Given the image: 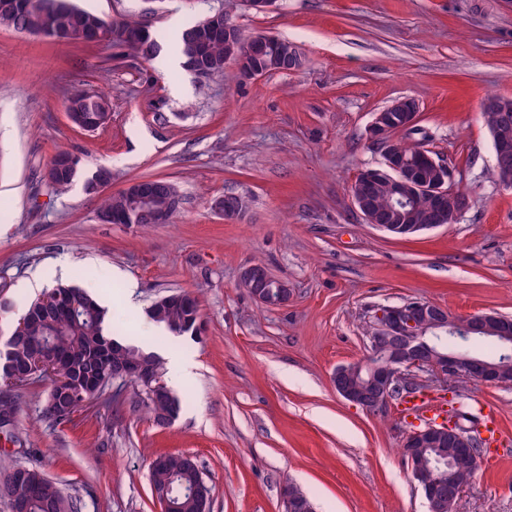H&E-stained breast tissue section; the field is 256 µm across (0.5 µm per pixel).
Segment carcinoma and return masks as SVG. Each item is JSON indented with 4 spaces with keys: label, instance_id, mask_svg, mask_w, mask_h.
I'll return each instance as SVG.
<instances>
[{
    "label": "carcinoma",
    "instance_id": "carcinoma-1",
    "mask_svg": "<svg viewBox=\"0 0 512 512\" xmlns=\"http://www.w3.org/2000/svg\"><path fill=\"white\" fill-rule=\"evenodd\" d=\"M26 10L16 17L0 12V27L14 29L21 23L38 29L51 23L69 31L71 42L82 45H98L110 42L127 50L150 57L160 49L159 36L150 35L141 43L132 38V32L140 24L127 18L107 21L99 15L80 9L69 0H25ZM205 20L185 28L174 41L176 53L189 67L196 63L198 51L191 47L190 30H200ZM240 50L239 43L228 44L224 39L208 41L205 58L210 67L220 73L230 55ZM67 101L80 105L87 115L94 116L101 104L109 103L102 94L77 92ZM131 206L129 195L120 191L103 199L99 217L126 213ZM151 320L179 336L198 334L200 329V304L198 299L184 298L180 293H170L156 300L149 309ZM24 325H15L0 348V383L21 388L29 382L27 375L32 366L41 361L53 372L51 387L45 399L42 417L60 423L68 420L54 410L59 403L75 402L84 407L100 398L112 385V367L130 364L138 360L148 361L154 355L142 347L125 343L123 353L112 355V346L118 340L107 328V312L91 295L70 284L58 282L42 295L32 300L23 314ZM131 382L142 395L141 404L151 416H159L164 408L163 389L167 384L162 378L142 381L134 376ZM426 462L437 472L446 474L451 482L444 492H452L475 476L473 458L455 461L450 470L438 461L434 450L424 452ZM202 471L196 460L183 453L161 455L150 470L151 489L168 490L171 512H204L211 488L204 486L206 496L182 492L186 485L199 483ZM23 483L24 512H78L77 499L65 494L56 482L40 469L4 463L0 465V502L11 505L15 497V482Z\"/></svg>",
    "mask_w": 512,
    "mask_h": 512
}]
</instances>
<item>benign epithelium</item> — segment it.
Returning a JSON list of instances; mask_svg holds the SVG:
<instances>
[{
	"label": "benign epithelium",
	"instance_id": "benign-epithelium-1",
	"mask_svg": "<svg viewBox=\"0 0 512 512\" xmlns=\"http://www.w3.org/2000/svg\"><path fill=\"white\" fill-rule=\"evenodd\" d=\"M224 33L228 40L241 38L239 28L223 14L208 18V33ZM271 56L279 63V71L292 72L301 67L300 54L292 49L279 48L275 37L256 34L245 41V50L235 56L233 63L246 76H260L264 70L255 59ZM484 111L490 113L493 123L489 126L494 164L499 181L512 186V143L497 135V126L512 122V113L504 101L485 102ZM110 107L99 111L95 122H87L81 112H68L70 121L85 131L104 125L110 118ZM420 120V110L415 100L401 98L374 113L368 128L369 139L381 147L382 162L375 168L361 171L350 186V196L356 211L365 223L396 238H410L424 231L452 224L470 206V200L460 196L453 186V175L448 165L424 145L415 146L416 160L412 161L402 149L403 132L415 130ZM387 183L392 192V204L386 211L374 206L373 196L381 183ZM164 183L157 179H140L125 187L132 198L131 210L118 220L120 224H167L172 214L170 208H156L153 199ZM245 206L244 198L227 193L213 203V208L227 220L236 218ZM240 283L258 303L281 306L288 303V285L271 276L262 264L245 267L239 276ZM457 337L493 335L507 349L512 347V318L495 312H483L465 318L452 316L440 305L421 299H409L400 305L376 309L369 320L366 332L367 356L357 362L336 368L332 384L346 401L368 411L385 408L393 389L408 382L411 377L422 376L429 386L443 391L454 388L457 381L471 380L486 385L501 384L498 367L479 355L463 353L450 348L439 350L427 341L443 340V335ZM395 337L401 339L399 347L391 345ZM155 367L145 362L130 366L120 365L112 371L114 391L123 392L122 384L129 382L130 372L142 378L153 377ZM448 442L459 451L476 455L475 435L456 426L450 420L429 424L406 434L403 447L407 448L410 479L421 490L429 512H457L464 486L443 496L440 485L429 470L416 463L415 448L426 442Z\"/></svg>",
	"mask_w": 512,
	"mask_h": 512
}]
</instances>
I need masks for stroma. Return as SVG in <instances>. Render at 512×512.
I'll return each mask as SVG.
<instances>
[{
	"mask_svg": "<svg viewBox=\"0 0 512 512\" xmlns=\"http://www.w3.org/2000/svg\"><path fill=\"white\" fill-rule=\"evenodd\" d=\"M104 19L125 17L174 34L221 11L247 35L293 43L291 73L247 79L234 63L201 77L97 45L0 28V342L32 299L69 281L107 308L124 339L157 355L180 401L166 427L136 390L101 397L71 422L42 421L48 379L18 399L19 448L0 434V460L38 466L81 512H161L149 467L168 453L196 457L211 512H284L291 483L315 512H429L402 454L406 433L432 422L392 401L379 412L336 393V367L366 354L369 318L419 298L452 315L512 317V188L494 172L481 105L512 98V0H71ZM75 90L108 97L111 117L87 132L69 120ZM415 99L423 142L468 194L457 222L410 239L364 223L349 188L379 166L368 140L374 112ZM81 160L57 189L45 170L58 150ZM112 172L102 192L85 184ZM141 178L176 184L169 224H105L104 196ZM244 196L224 219L211 204ZM260 263L286 282L282 307L255 302L239 282ZM198 295L202 330L154 324L159 297ZM448 405L483 419L497 409L459 512H512V385L460 383Z\"/></svg>",
	"mask_w": 512,
	"mask_h": 512,
	"instance_id": "1",
	"label": "stroma"
}]
</instances>
